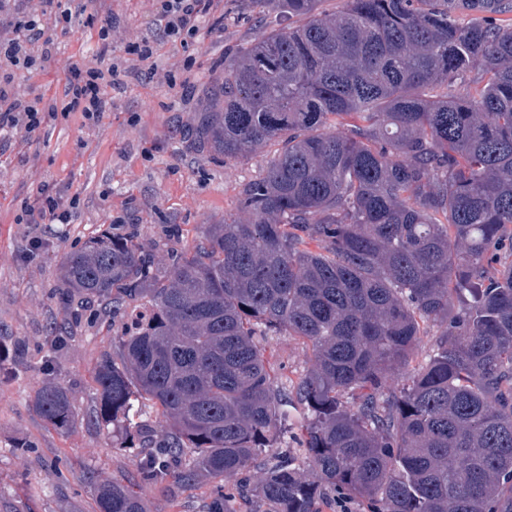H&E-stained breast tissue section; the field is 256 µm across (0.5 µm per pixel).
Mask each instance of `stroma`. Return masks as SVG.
<instances>
[{
    "label": "stroma",
    "instance_id": "1",
    "mask_svg": "<svg viewBox=\"0 0 512 512\" xmlns=\"http://www.w3.org/2000/svg\"><path fill=\"white\" fill-rule=\"evenodd\" d=\"M71 7V24L52 30L49 57L35 41L29 51L39 58L36 67H0V79L39 108L63 100L69 64L121 70L102 88L111 109L98 124L73 112L30 134L0 136V512H94L91 472L132 486L149 512H203L209 486L143 483L141 440L119 448L100 431L90 371L116 353L136 313L129 308L110 317L94 303L65 305L59 267L64 253L105 228L135 235L165 263L172 251H193L204 225L236 212L241 185L264 173L276 145L223 161L189 149L186 133L206 107L225 53L260 38L266 26L247 0H215L213 13L223 24L202 28L183 45L167 36L151 0H72ZM107 18L114 29L105 49L98 32ZM140 40L154 48L149 61L125 52ZM43 186L77 198L72 223H21ZM261 343L280 385L294 388L309 365L308 350L273 332ZM47 380L69 391L74 421L67 430L34 408Z\"/></svg>",
    "mask_w": 512,
    "mask_h": 512
}]
</instances>
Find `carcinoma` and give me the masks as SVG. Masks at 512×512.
Segmentation results:
<instances>
[{"label": "carcinoma", "mask_w": 512, "mask_h": 512, "mask_svg": "<svg viewBox=\"0 0 512 512\" xmlns=\"http://www.w3.org/2000/svg\"><path fill=\"white\" fill-rule=\"evenodd\" d=\"M249 3L273 18L224 55L196 134L223 160L280 144L237 214L165 264L105 232L62 258L65 302L146 305L91 371L97 425L142 434L153 402L141 478L212 485L206 512H512V0ZM258 327L310 350L301 460ZM34 407L72 424L59 383ZM88 481L98 512H148Z\"/></svg>", "instance_id": "obj_1"}]
</instances>
